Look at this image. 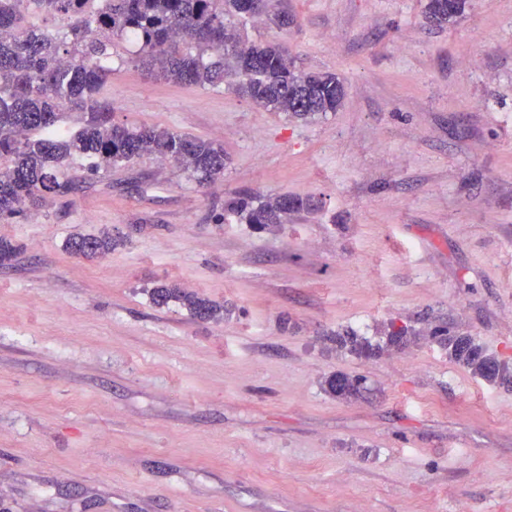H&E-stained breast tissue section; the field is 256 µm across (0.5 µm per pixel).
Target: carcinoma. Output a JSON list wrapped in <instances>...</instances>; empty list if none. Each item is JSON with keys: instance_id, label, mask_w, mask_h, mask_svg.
Returning <instances> with one entry per match:
<instances>
[{"instance_id": "carcinoma-1", "label": "carcinoma", "mask_w": 512, "mask_h": 512, "mask_svg": "<svg viewBox=\"0 0 512 512\" xmlns=\"http://www.w3.org/2000/svg\"><path fill=\"white\" fill-rule=\"evenodd\" d=\"M244 0H0V219L14 218L47 195L77 190L81 171L91 178L120 163L155 155L183 167L199 184L224 178V146L168 128L128 126L112 121V105L100 97L112 73V40L138 45L135 62L168 82L218 89L229 76L254 104L290 118L308 121L337 111L344 81L333 73L306 72L275 41L247 42L239 26L247 13ZM467 0H427L426 19L443 27L460 18ZM36 15L71 21L49 32L33 22ZM84 114L76 131L61 123L62 103ZM300 198L268 196L258 202L247 193L224 199V215L265 228L286 224L307 211ZM112 234L76 233L66 241L72 255L94 259L112 252ZM154 304L178 301L197 319L217 317L221 307L181 288L152 289ZM336 343L360 356L374 348L346 333ZM450 357L489 382L512 385V368L488 356L468 337L448 339ZM363 379L328 381L338 397L361 391Z\"/></svg>"}]
</instances>
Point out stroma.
<instances>
[{"mask_svg":"<svg viewBox=\"0 0 512 512\" xmlns=\"http://www.w3.org/2000/svg\"><path fill=\"white\" fill-rule=\"evenodd\" d=\"M426 3L273 0L288 28L247 23L344 78L313 122L151 77L113 41V121L223 144L224 180L145 157L0 221L20 247L0 266V512H512V388L432 336L512 363V0L444 28ZM234 191L316 209L259 230L225 215ZM100 231L105 258L66 250ZM165 284L223 316L156 306ZM339 373L359 397L328 393Z\"/></svg>","mask_w":512,"mask_h":512,"instance_id":"1","label":"stroma"}]
</instances>
